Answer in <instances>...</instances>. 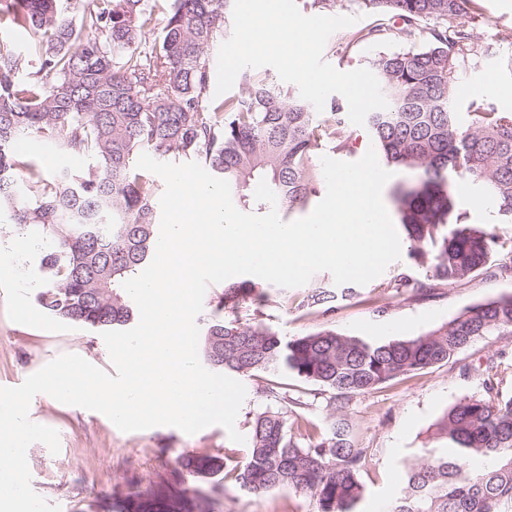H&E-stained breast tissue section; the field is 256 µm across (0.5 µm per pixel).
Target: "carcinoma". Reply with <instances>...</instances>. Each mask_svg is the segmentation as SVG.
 I'll list each match as a JSON object with an SVG mask.
<instances>
[{"label": "carcinoma", "mask_w": 512, "mask_h": 512, "mask_svg": "<svg viewBox=\"0 0 512 512\" xmlns=\"http://www.w3.org/2000/svg\"><path fill=\"white\" fill-rule=\"evenodd\" d=\"M93 0L73 21L60 0H5L0 32L24 39V51L0 48V206L21 230L50 239L45 278L36 300L47 315L102 331L130 327L134 301L123 282L155 254L159 223L153 182L136 163L145 150L158 157L194 158L234 188L240 206L261 213L255 200L265 179L277 206L291 210L315 192L321 173L312 163L318 142L336 140L344 124L332 103L324 118L265 77L244 74L245 90L209 94L208 50L224 33L231 0ZM477 0H362L374 13L398 16L408 28L432 20L429 45L376 62L388 102L367 114L386 163L411 174L394 192L399 225L414 260L428 264L436 287L484 268L498 236L457 208V182L486 191L512 223V112L470 105L469 122L454 119V74L473 49L463 5ZM165 10L159 39L147 46ZM40 138L88 160L82 171L45 177L17 148ZM266 293L251 281L224 287L221 306L235 310ZM336 296L317 291L306 307L327 312ZM512 336V294L474 303L445 325L409 340L369 343L325 329L286 340L260 323L215 319L203 330V354L216 372L269 376L264 392L281 408L253 421L250 454L236 482L267 493L289 486L316 497L319 512H354L367 450L355 445L344 409L357 396L445 364L478 339ZM290 373L329 393L336 421L326 432L300 414L307 403L277 380ZM294 414L288 422V414ZM407 482L388 512H512V397L492 386L453 404L436 423L434 445L406 462ZM219 456L186 453L173 481L184 476L217 483ZM120 512H194L159 484L128 494Z\"/></svg>", "instance_id": "cac0c4a2"}]
</instances>
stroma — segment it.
<instances>
[{
	"mask_svg": "<svg viewBox=\"0 0 512 512\" xmlns=\"http://www.w3.org/2000/svg\"><path fill=\"white\" fill-rule=\"evenodd\" d=\"M296 5L307 16H355L359 27L380 26V36L368 43L350 44L351 30L347 27L329 37L323 58L343 72L369 69L382 55L415 52L428 44L427 24L402 31L394 14L371 12L361 0H336L326 9L315 6L313 0H296ZM480 5V13L469 12L463 17L474 36V49L456 72L461 91L455 118L462 125L467 124L468 107L474 101L512 112V0H481ZM341 139L338 146L320 141L313 163H320L325 156L353 162L373 144L368 127L349 122L341 131ZM456 202L472 222L494 227L499 235L493 261L479 275L441 285L433 296L415 297L411 285L426 281L428 268L411 258V243L405 239L400 258L379 277L354 286L352 294L338 298L332 313L325 315L300 306L315 289L334 288L332 275L321 271L299 287L267 284L264 305L242 303L235 317L246 323H263L288 339L333 329L366 341L387 342L425 335L448 323L466 306L512 294V224L503 222L479 185L459 184ZM17 231L8 211L0 210V385L17 384L64 353L80 355L113 373L100 332L48 316L37 326L23 322V312L38 310L34 295L42 281L44 252L11 253L8 245ZM399 275L408 279V287H396L394 279ZM490 358L496 366L488 371L484 365ZM464 363L472 364L470 373L461 372ZM240 381L246 398L235 427L246 436L255 416L276 408L277 403L262 393V378L244 375ZM488 382L500 394L512 395V336L491 333L461 352L455 361L354 399L346 409V418L356 444L368 451L361 474L365 495L356 512H380L405 485L404 460L429 446L435 423L451 405L482 392ZM29 417L59 434L58 453L36 442L27 449V462L33 490L60 506L61 512H117L119 501L133 484L145 487L170 482L179 457L187 452L218 455L226 462L222 493H211L208 483L191 479L173 484L172 492L177 496L184 489L199 488L200 512H318L315 498L289 487L262 495L240 487L233 469L246 463L249 445L232 441L218 425L192 435L171 426L123 432L99 412L60 403L46 394L33 398Z\"/></svg>",
	"mask_w": 512,
	"mask_h": 512,
	"instance_id": "stroma-1",
	"label": "stroma"
}]
</instances>
